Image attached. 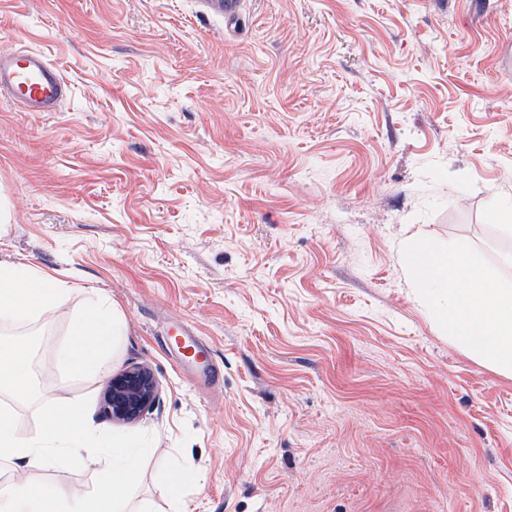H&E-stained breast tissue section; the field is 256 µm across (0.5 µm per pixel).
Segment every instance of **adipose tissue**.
Here are the masks:
<instances>
[{"label":"adipose tissue","mask_w":512,"mask_h":512,"mask_svg":"<svg viewBox=\"0 0 512 512\" xmlns=\"http://www.w3.org/2000/svg\"><path fill=\"white\" fill-rule=\"evenodd\" d=\"M404 253L423 295L444 296L434 317L462 352L512 375V279L491 277L465 251H437L419 238L407 241ZM70 294L65 282L24 262L0 263V390L14 400L37 396L32 342L18 324L46 318L63 308ZM124 333L121 313L105 296L92 294L56 347L65 379L103 374ZM45 420V433L25 438L17 432L13 408L0 405V512H152L148 504H133L124 494L137 482L143 456L137 442L103 438L84 406L75 402L49 404ZM101 453L107 461L95 483L84 489L12 477L18 462L42 470L62 459L79 461Z\"/></svg>","instance_id":"adipose-tissue-1"}]
</instances>
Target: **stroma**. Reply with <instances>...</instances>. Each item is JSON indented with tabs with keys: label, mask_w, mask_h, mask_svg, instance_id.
I'll return each instance as SVG.
<instances>
[{
	"label": "stroma",
	"mask_w": 512,
	"mask_h": 512,
	"mask_svg": "<svg viewBox=\"0 0 512 512\" xmlns=\"http://www.w3.org/2000/svg\"><path fill=\"white\" fill-rule=\"evenodd\" d=\"M0 0V50L44 52L58 112L0 102V262L65 280L30 324L38 390L147 449L153 512H512V378L418 301L411 238L512 278V0ZM96 290L123 314L106 374L54 350ZM219 379L179 365L176 320ZM160 387L103 417L110 375ZM195 470L170 490L158 468ZM97 466L26 471L64 487ZM206 11L216 17L223 18L227 24L235 22L239 13L240 0H198ZM158 399V385L151 371L133 367L113 376L103 391V413L113 421H133Z\"/></svg>",
	"instance_id": "stroma-1"
}]
</instances>
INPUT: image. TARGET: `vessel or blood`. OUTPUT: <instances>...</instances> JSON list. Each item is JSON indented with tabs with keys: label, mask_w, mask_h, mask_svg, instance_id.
I'll return each mask as SVG.
<instances>
[{
	"label": "vessel or blood",
	"mask_w": 512,
	"mask_h": 512,
	"mask_svg": "<svg viewBox=\"0 0 512 512\" xmlns=\"http://www.w3.org/2000/svg\"><path fill=\"white\" fill-rule=\"evenodd\" d=\"M206 11L235 22L241 0H198ZM70 88L57 65L39 50L16 47L0 52V101L23 112L59 111Z\"/></svg>",
	"instance_id": "vessel-or-blood-1"
}]
</instances>
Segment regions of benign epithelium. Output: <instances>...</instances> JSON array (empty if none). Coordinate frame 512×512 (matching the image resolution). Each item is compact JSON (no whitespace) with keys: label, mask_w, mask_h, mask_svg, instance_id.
I'll return each mask as SVG.
<instances>
[{"label":"benign epithelium","mask_w":512,"mask_h":512,"mask_svg":"<svg viewBox=\"0 0 512 512\" xmlns=\"http://www.w3.org/2000/svg\"><path fill=\"white\" fill-rule=\"evenodd\" d=\"M158 399V385L151 371L142 366L113 376L103 391V413L114 421H133Z\"/></svg>","instance_id":"benign-epithelium-1"}]
</instances>
